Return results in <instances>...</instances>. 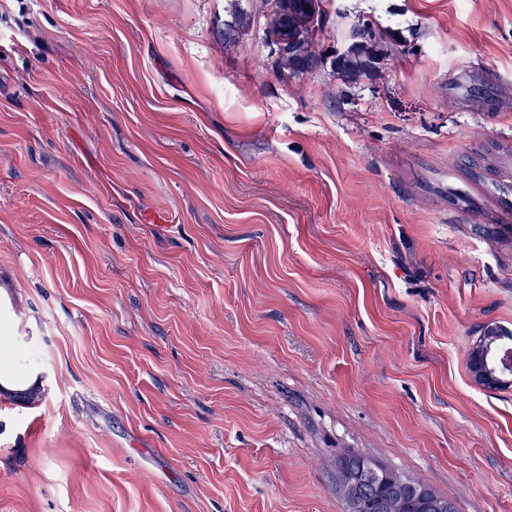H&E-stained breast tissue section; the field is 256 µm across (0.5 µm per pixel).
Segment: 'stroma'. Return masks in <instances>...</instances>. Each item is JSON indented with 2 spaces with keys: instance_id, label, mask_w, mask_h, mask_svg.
<instances>
[{
  "instance_id": "obj_1",
  "label": "stroma",
  "mask_w": 512,
  "mask_h": 512,
  "mask_svg": "<svg viewBox=\"0 0 512 512\" xmlns=\"http://www.w3.org/2000/svg\"><path fill=\"white\" fill-rule=\"evenodd\" d=\"M281 6L0 0V512H344L349 448L512 512V0H318L295 71ZM355 36L360 41L340 60V68L343 72L366 71L372 68L382 56L379 46L380 33L377 29L368 24L362 25L355 31Z\"/></svg>"
}]
</instances>
